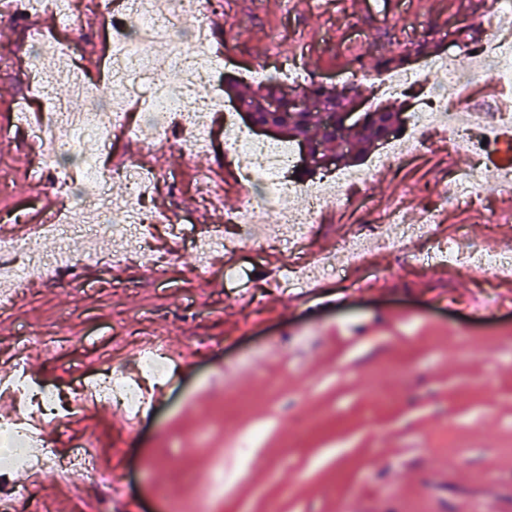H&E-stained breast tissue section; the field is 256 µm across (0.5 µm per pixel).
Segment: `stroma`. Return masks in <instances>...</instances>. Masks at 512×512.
Instances as JSON below:
<instances>
[{"label":"stroma","instance_id":"stroma-1","mask_svg":"<svg viewBox=\"0 0 512 512\" xmlns=\"http://www.w3.org/2000/svg\"><path fill=\"white\" fill-rule=\"evenodd\" d=\"M215 3L208 23L214 46H229L224 75L252 91L258 81L246 71L297 53L305 71L282 84L326 82L369 98L378 57L422 42L434 57L512 24L492 0H394L378 12L359 0H306L298 9L286 0ZM74 35L86 46L90 102L107 105L95 56L101 24L85 19ZM47 109L26 70L0 67V212L29 217L54 193L52 182L28 181L29 153L15 141L24 116ZM150 132L115 139L111 154L180 171L182 190H165L158 205L192 210L190 187L200 179L222 191L225 210L240 205L216 146L187 154ZM489 172L475 169L459 143L378 171L367 186L371 207L345 202L316 226L309 252L399 201L416 222L464 179ZM445 215L443 232L464 227L467 245L512 239L508 195ZM284 260L246 240L235 255L247 272L238 280L184 247L162 274L143 259L117 274L88 263L79 285L32 284L0 315V376L23 366L37 380L66 384L108 366L130 371L146 340L164 341L177 374L137 428L107 408L89 409L73 426L40 428L57 448L93 436L100 467L134 512H196L219 463L224 499L215 512H512V284L488 293L490 271L402 262L378 248L369 270L348 272L349 287L323 279L300 294L268 285L267 268ZM116 277L122 289L112 288ZM257 428L254 447H237ZM9 481L36 485L39 512H99L81 475L63 485L25 464Z\"/></svg>","mask_w":512,"mask_h":512}]
</instances>
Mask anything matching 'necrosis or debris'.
<instances>
[{"label":"necrosis or debris","instance_id":"necrosis-or-debris-1","mask_svg":"<svg viewBox=\"0 0 512 512\" xmlns=\"http://www.w3.org/2000/svg\"><path fill=\"white\" fill-rule=\"evenodd\" d=\"M212 6V0H128L127 10L120 17L113 14L111 0H90L84 9L77 8L74 0H0V19L47 11L58 15L63 27L73 29L81 23L83 14L97 17L114 39L112 57L103 74L111 89L122 91L123 101L132 105V111L158 112L171 118L170 125L155 129V140L164 141L175 134L193 147L209 140L216 118H223L224 154L231 157L241 188L262 184L277 204L274 218L267 222L248 199L226 213L224 221L254 235L257 244L270 243L288 253L289 261L277 279L280 287H305L312 272L322 278H337L350 268L367 265L371 243L378 241L409 255L414 244L426 238L438 241L436 250L427 254V261L486 269L500 279L512 277V242H496L490 250L464 248L457 244L464 238V230H457L456 241H449L442 238L439 225L433 222L407 223L399 207L390 209L384 218L394 227L390 236H381L378 225L367 224L360 233L337 240L329 251L316 256L312 272H303L298 264L311 230L323 213L348 200L367 203L366 187L374 171L397 161L410 162L422 152L444 148L450 140L465 142L472 159L484 161L486 140L492 139L495 126L512 123V113L486 115L483 104L468 95L466 83L473 69L487 67L496 74L499 84L512 86V33L495 29L476 50H451L424 66L381 75L380 84L394 89L421 82L427 69L442 73L443 83L430 90L424 108L411 113L405 127L365 167L337 172L335 185L323 187L285 180V172L299 163L295 151L282 150L278 144L258 138L241 123L234 106L217 97L223 70L209 49L210 31L202 22ZM160 48L165 51L161 57L156 54ZM57 51L58 64L46 68L41 77L40 89L48 95L51 109L39 114L32 125V138L38 147L29 157V175L39 181L51 180L65 197L74 187H81L83 207L96 223L104 216L103 202L110 187L121 186L127 219L108 226L107 232L122 244L124 252H143L144 230L157 223L158 217L143 215L141 204L154 196L157 173L132 161H118L109 167L102 164L115 132L132 131V112L92 108L90 87L78 68L84 53L80 42H60ZM169 72L178 77V89L169 87L165 78ZM58 84L67 86L65 98L51 96V89ZM74 147L83 151L80 164H61V154ZM42 234L59 241L55 257L18 262L14 256L29 250L27 240L0 244V284L10 289L9 294L0 296L1 314L9 311L12 292L20 291L46 270L65 273L69 257L80 255L88 241L85 235L69 232L58 212L48 217ZM12 390L19 400L35 398L40 409L52 412L58 422L75 417L81 400L105 406L116 400L135 417L146 406L141 389L111 370L77 385L66 395L50 385L32 388L22 377L13 381ZM29 423L25 412L0 420V429L13 432L16 438L15 444L0 452V471L9 472L34 453L57 480H67L78 472L90 490H100L109 483L110 477L98 467L94 453L80 447L58 454L49 436L31 435Z\"/></svg>","mask_w":512,"mask_h":512}]
</instances>
